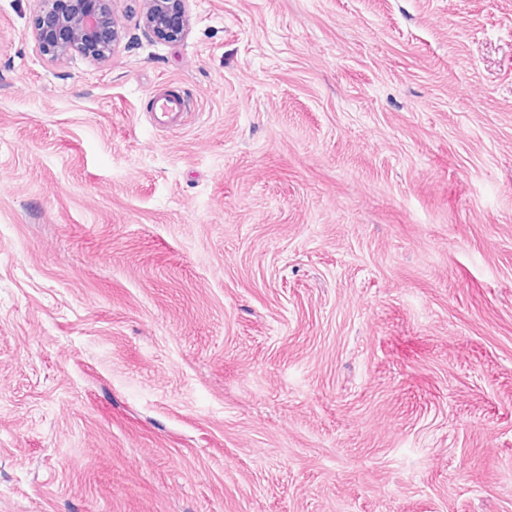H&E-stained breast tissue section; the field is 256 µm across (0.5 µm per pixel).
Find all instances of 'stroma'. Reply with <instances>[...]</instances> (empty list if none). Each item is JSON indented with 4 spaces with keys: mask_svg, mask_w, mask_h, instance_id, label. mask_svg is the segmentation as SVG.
I'll return each instance as SVG.
<instances>
[{
    "mask_svg": "<svg viewBox=\"0 0 512 512\" xmlns=\"http://www.w3.org/2000/svg\"><path fill=\"white\" fill-rule=\"evenodd\" d=\"M143 6L0 0V512H512V0ZM58 0H37L38 16L34 39L38 51L58 59L79 53L102 58L120 40V26L112 10V0H95L93 10H87L86 0H69L66 11H58ZM63 32L65 38L60 39ZM147 4L144 25L155 36L179 41L188 27L185 9L187 0H145Z\"/></svg>",
    "mask_w": 512,
    "mask_h": 512,
    "instance_id": "1",
    "label": "stroma"
}]
</instances>
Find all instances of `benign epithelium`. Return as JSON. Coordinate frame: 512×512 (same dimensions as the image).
<instances>
[{"label":"benign epithelium","mask_w":512,"mask_h":512,"mask_svg":"<svg viewBox=\"0 0 512 512\" xmlns=\"http://www.w3.org/2000/svg\"><path fill=\"white\" fill-rule=\"evenodd\" d=\"M57 0H37L38 16L34 39L38 51L54 59L73 53L102 58L120 40V26L112 0H95L92 10L86 0H68L65 11L56 9ZM144 25L155 36L179 41L188 27L187 0H145Z\"/></svg>","instance_id":"benign-epithelium-1"}]
</instances>
